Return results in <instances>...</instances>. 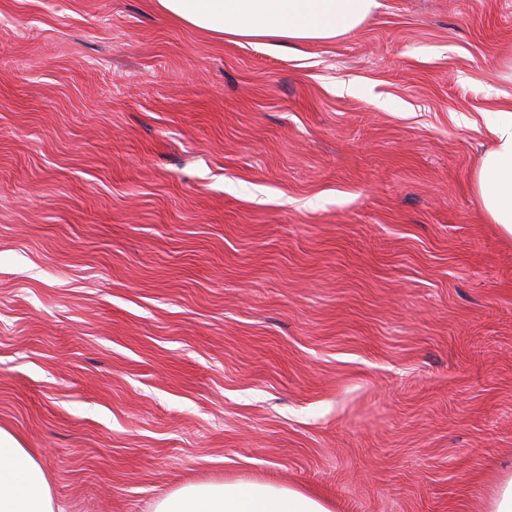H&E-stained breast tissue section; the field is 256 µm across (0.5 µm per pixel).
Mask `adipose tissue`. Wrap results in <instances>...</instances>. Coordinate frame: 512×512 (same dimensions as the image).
Instances as JSON below:
<instances>
[{"instance_id":"obj_1","label":"adipose tissue","mask_w":512,"mask_h":512,"mask_svg":"<svg viewBox=\"0 0 512 512\" xmlns=\"http://www.w3.org/2000/svg\"><path fill=\"white\" fill-rule=\"evenodd\" d=\"M183 27L218 38L255 42L281 52L337 39L357 29L379 0H156ZM496 138L481 158L473 186L490 223L512 236V113L491 112ZM0 512H58L40 462L0 428ZM152 512H333L304 490L261 481L188 483L158 498Z\"/></svg>"}]
</instances>
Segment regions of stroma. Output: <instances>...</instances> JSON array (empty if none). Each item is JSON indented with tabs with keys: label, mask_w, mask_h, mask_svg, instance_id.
Here are the masks:
<instances>
[{
	"label": "stroma",
	"mask_w": 512,
	"mask_h": 512,
	"mask_svg": "<svg viewBox=\"0 0 512 512\" xmlns=\"http://www.w3.org/2000/svg\"><path fill=\"white\" fill-rule=\"evenodd\" d=\"M272 52L155 0H0V427L59 512L269 479L490 512L512 237L472 173L512 0H380Z\"/></svg>",
	"instance_id": "stroma-1"
}]
</instances>
